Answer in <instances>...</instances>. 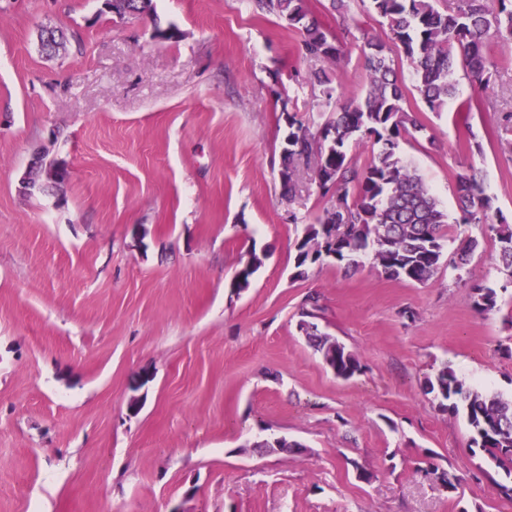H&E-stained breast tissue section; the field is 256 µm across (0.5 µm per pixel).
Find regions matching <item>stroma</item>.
<instances>
[{"instance_id": "35a3bbf8", "label": "stroma", "mask_w": 512, "mask_h": 512, "mask_svg": "<svg viewBox=\"0 0 512 512\" xmlns=\"http://www.w3.org/2000/svg\"><path fill=\"white\" fill-rule=\"evenodd\" d=\"M336 74L364 91L362 0ZM155 18L99 0H0V512H512L463 415L425 382L449 366L512 398V288L481 237L458 280H391L363 257L293 279L296 221L326 200L298 166L281 187L285 112L326 111L300 37L253 0H154ZM67 40L43 53V27ZM175 28L173 40L155 28ZM486 104L469 116L406 104L425 126L401 145L450 218L476 168L512 223V44L491 47ZM69 178L29 193L37 156ZM260 257L248 288L231 283ZM499 289L481 315L471 285ZM360 359L336 377L300 313ZM139 397L140 408L128 403ZM286 454L252 448L258 436ZM456 475L449 492L424 473Z\"/></svg>"}]
</instances>
